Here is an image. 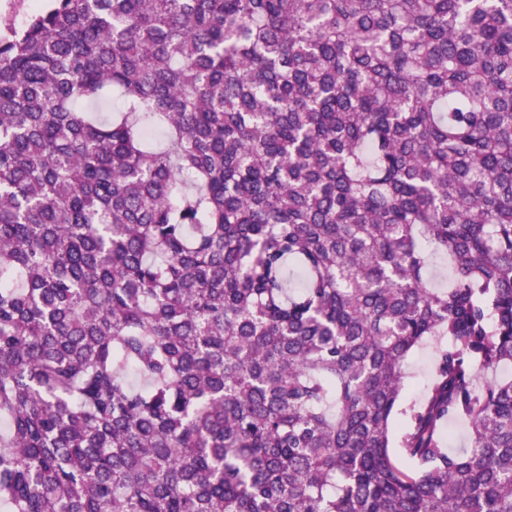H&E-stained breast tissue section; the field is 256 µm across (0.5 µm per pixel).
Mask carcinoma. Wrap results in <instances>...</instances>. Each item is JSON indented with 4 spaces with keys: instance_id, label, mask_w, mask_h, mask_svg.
<instances>
[{
    "instance_id": "carcinoma-1",
    "label": "carcinoma",
    "mask_w": 512,
    "mask_h": 512,
    "mask_svg": "<svg viewBox=\"0 0 512 512\" xmlns=\"http://www.w3.org/2000/svg\"><path fill=\"white\" fill-rule=\"evenodd\" d=\"M510 365L512 0L0 35L3 512H512ZM445 347V341L430 339L408 357L403 393L404 402L421 401L425 397L427 388L435 374L437 362Z\"/></svg>"
}]
</instances>
